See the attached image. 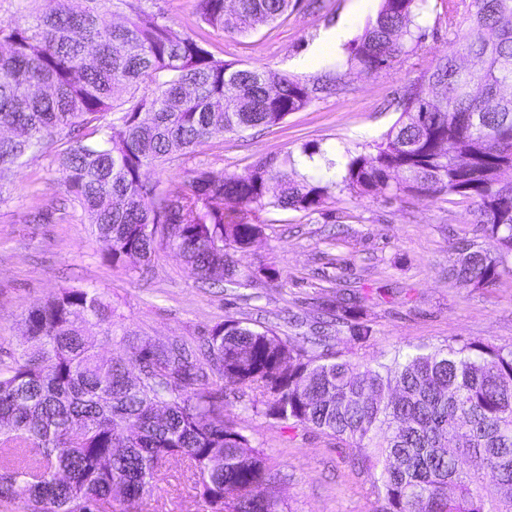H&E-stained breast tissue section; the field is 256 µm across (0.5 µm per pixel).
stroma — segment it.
Here are the masks:
<instances>
[{
  "label": "stroma",
  "mask_w": 512,
  "mask_h": 512,
  "mask_svg": "<svg viewBox=\"0 0 512 512\" xmlns=\"http://www.w3.org/2000/svg\"><path fill=\"white\" fill-rule=\"evenodd\" d=\"M380 0H298L292 13L234 38L214 37L215 52L245 66H268L307 82L335 80L334 93L318 95L290 113L281 126L213 137L193 154L150 172L162 187L183 184L203 167L214 176H243L263 158L298 156L302 144L330 153L369 154L398 114L394 99L448 47L444 0H427L419 22L429 36L422 49L387 70L347 75V47L360 37ZM343 39L310 71L298 68L327 30ZM66 174L47 152L11 174L14 191L0 204V363L9 364L22 343L17 322L59 290H98L112 305L118 326L155 345L196 348L229 318L275 328L281 338L310 335L337 299L354 295L349 314L371 329L367 338L340 329L333 350L364 362L401 347L459 339L512 345V276L488 288H459L448 265L461 240L486 245L471 202L420 195L402 202L355 198L335 192L320 211L265 214L262 234L236 253L239 268L257 271L248 288L213 287L193 277L175 251L163 248L148 274L110 263L90 234L81 209L70 202ZM64 204L63 219L26 222L44 204ZM274 268L276 280L261 276ZM259 390L225 393L224 416L248 435L279 478L264 494L284 512H376L377 496L351 461L344 443L317 429L285 427L263 414ZM187 466L163 469L152 495L137 512H210Z\"/></svg>",
  "instance_id": "35a3bbf8"
}]
</instances>
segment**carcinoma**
Returning a JSON list of instances; mask_svg holds the SVG:
<instances>
[{
  "label": "carcinoma",
  "instance_id": "carcinoma-1",
  "mask_svg": "<svg viewBox=\"0 0 512 512\" xmlns=\"http://www.w3.org/2000/svg\"><path fill=\"white\" fill-rule=\"evenodd\" d=\"M0 20V201L9 173L47 150L66 172L112 264L146 263L165 246L212 285L245 288L254 273L234 253L261 233L260 213L315 212L338 188L401 201L419 194L477 203L476 223L493 248L457 247L448 279L489 287L512 275V0H447L448 30L466 28L407 86L400 115L374 153L318 155L340 181L261 159L245 176L204 169L163 189L150 169L210 138L281 124L331 87L270 67H244L208 49L213 33L246 35L278 20L292 0H196L194 28L178 31L143 0H12ZM426 0H381L349 47L347 65L378 71L416 52ZM122 14L115 25L108 15ZM481 70L474 95L461 64ZM276 183V190L270 184ZM234 201L240 210L228 213ZM25 345L0 368V501L23 512H93L115 499L133 509L162 468L181 461L213 512H282L254 494L276 478L248 436L224 419V391L182 344L130 339L102 358L88 336L112 343V305L95 289L65 288L20 320ZM311 349L268 326L226 320L207 339L210 368L224 385L255 386L263 414L286 427H313L352 450L381 512H512V345L480 341L421 345L362 363ZM140 370L131 375L130 366ZM492 472L494 488L483 485Z\"/></svg>",
  "mask_w": 512,
  "mask_h": 512
}]
</instances>
